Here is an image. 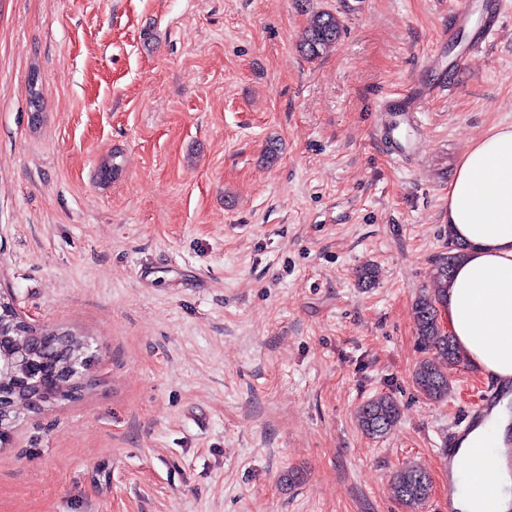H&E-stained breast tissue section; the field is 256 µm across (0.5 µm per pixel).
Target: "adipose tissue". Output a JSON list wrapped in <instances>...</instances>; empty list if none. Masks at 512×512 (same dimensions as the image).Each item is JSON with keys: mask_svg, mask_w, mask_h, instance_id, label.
<instances>
[{"mask_svg": "<svg viewBox=\"0 0 512 512\" xmlns=\"http://www.w3.org/2000/svg\"><path fill=\"white\" fill-rule=\"evenodd\" d=\"M463 256L443 306L448 333L483 375L512 380V125L492 128L462 155L448 185L445 216ZM455 506L472 512L477 498L495 496L512 512V475L471 469Z\"/></svg>", "mask_w": 512, "mask_h": 512, "instance_id": "ef3b65f1", "label": "adipose tissue"}]
</instances>
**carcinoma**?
Instances as JSON below:
<instances>
[{"label":"carcinoma","instance_id":"carcinoma-1","mask_svg":"<svg viewBox=\"0 0 512 512\" xmlns=\"http://www.w3.org/2000/svg\"><path fill=\"white\" fill-rule=\"evenodd\" d=\"M342 29V21L335 13L323 10L312 14L299 43L300 52L309 60L321 58L336 45ZM461 251L462 247L457 243L455 248L448 251V255L439 258L436 280L431 290L419 296L415 306L418 338L428 357L415 370L414 383L420 392L435 401L448 397L449 371L465 359L463 351L454 343L452 337L441 331L437 310ZM1 336L4 340H0V349L17 362L34 357L68 370L78 366L84 353L91 351V345L81 334L61 347L39 344L35 341L32 328L21 324L9 312L0 310ZM37 391H41V388L17 377L0 375V396L34 399ZM399 415L397 402L391 397L382 396L361 405L358 418L367 434L383 436L396 425ZM392 486L398 500L410 512H417L428 501L432 491L428 474L410 466L397 472Z\"/></svg>","mask_w":512,"mask_h":512}]
</instances>
